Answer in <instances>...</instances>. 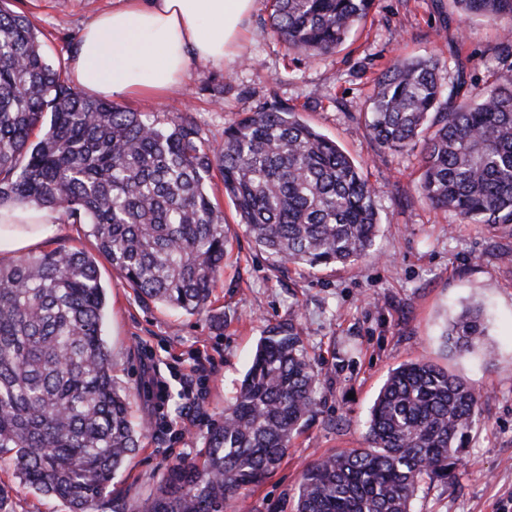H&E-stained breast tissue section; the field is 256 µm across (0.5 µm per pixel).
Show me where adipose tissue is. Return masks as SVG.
Wrapping results in <instances>:
<instances>
[{"instance_id":"ef3b65f1","label":"adipose tissue","mask_w":512,"mask_h":512,"mask_svg":"<svg viewBox=\"0 0 512 512\" xmlns=\"http://www.w3.org/2000/svg\"><path fill=\"white\" fill-rule=\"evenodd\" d=\"M256 0H120L83 28L69 77L102 98L157 96L181 83L191 63L240 54ZM10 249L24 254L58 224V211L15 210Z\"/></svg>"}]
</instances>
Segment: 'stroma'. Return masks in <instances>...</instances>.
<instances>
[{"label": "stroma", "mask_w": 512, "mask_h": 512, "mask_svg": "<svg viewBox=\"0 0 512 512\" xmlns=\"http://www.w3.org/2000/svg\"><path fill=\"white\" fill-rule=\"evenodd\" d=\"M118 0H7L41 31L48 58L67 71L83 26ZM503 27L465 18L454 0H375L374 8L334 53L308 58L272 32L264 6L248 23L241 57L220 64L194 61L190 77L165 96L127 98L134 112L190 118L211 143L261 107H291L336 141L372 186L381 224L375 257L347 268L307 269L255 247L238 224L223 184L214 192L227 218L231 250L209 310L188 315L140 297L105 258L98 272L108 304L103 334L112 378L130 391L140 446L112 481L103 512H129L173 462L200 460L211 428L234 397L257 344L273 326L296 320L322 372L318 406L281 466L241 490L229 512H293L306 465L366 445L370 407L389 372L429 360L464 377L480 394L478 422L448 481H424L412 512H512V224L462 223L419 192L418 153L393 152L371 138L366 112L374 78L399 57L451 60L461 55L468 87H483L498 60ZM481 306L494 346L449 355L441 333L463 307ZM193 374L190 397L171 379L173 403L200 424L162 432L154 424L147 380L153 371ZM0 485L12 512H68L62 501L19 487L0 455Z\"/></svg>", "instance_id": "stroma-1"}]
</instances>
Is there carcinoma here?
Listing matches in <instances>:
<instances>
[{
	"mask_svg": "<svg viewBox=\"0 0 512 512\" xmlns=\"http://www.w3.org/2000/svg\"><path fill=\"white\" fill-rule=\"evenodd\" d=\"M375 0H265L271 29L308 56L336 51ZM512 21V0H455ZM434 59H398L375 82L369 131L381 147L420 148L418 189L463 222L512 224V80L459 100ZM220 177L238 223L271 256L311 269L374 254L376 196L354 161L284 107H263L204 141L183 116L130 112L86 97L44 56L38 31L0 0V209L53 208L85 224L96 253L60 244L0 264V454L19 484L99 512L139 447L126 391L112 381L106 295L96 255L139 295L206 312L229 240L209 192ZM459 354L491 349L481 310L448 324ZM320 371L299 328L262 337L239 392L208 436L202 465L179 461L132 512H224L275 472L315 412ZM479 394L424 360L394 368L367 422L366 448L301 475L295 512H411L425 479L445 481L477 421Z\"/></svg>",
	"mask_w": 512,
	"mask_h": 512,
	"instance_id": "carcinoma-1",
	"label": "carcinoma"
}]
</instances>
